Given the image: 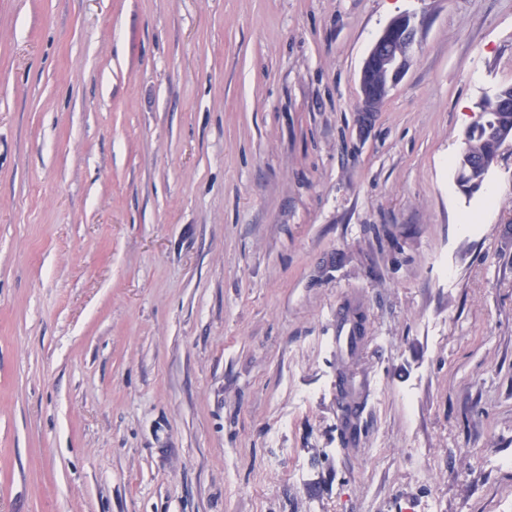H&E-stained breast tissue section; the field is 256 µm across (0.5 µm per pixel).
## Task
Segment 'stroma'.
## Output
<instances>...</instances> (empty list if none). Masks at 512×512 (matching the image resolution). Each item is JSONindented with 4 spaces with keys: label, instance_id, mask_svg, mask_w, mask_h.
Segmentation results:
<instances>
[{
    "label": "stroma",
    "instance_id": "35a3bbf8",
    "mask_svg": "<svg viewBox=\"0 0 512 512\" xmlns=\"http://www.w3.org/2000/svg\"><path fill=\"white\" fill-rule=\"evenodd\" d=\"M510 85L512 0H0V512H512ZM419 26L420 23L416 21L415 17L406 15L397 17L386 26L370 48L364 60L360 77L358 112L363 120H368L373 112H377V96L379 106H381L387 92L400 81L405 73L409 58L418 45ZM375 62H380L390 74L387 83L388 75L381 66H374L371 70L369 80L375 86L377 96L364 79L366 72ZM467 133L466 134L468 137L466 150L478 153L480 155H492L493 157L495 156L497 147L495 146V143L485 126L484 115L482 120L470 128ZM466 134L463 142L466 139ZM338 404L342 418V428L340 429L341 443L344 447L343 449H348L360 432V416L364 401H360L359 396L352 392L349 395V399L347 396L341 395Z\"/></svg>",
    "mask_w": 512,
    "mask_h": 512
}]
</instances>
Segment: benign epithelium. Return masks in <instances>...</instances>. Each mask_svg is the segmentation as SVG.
I'll list each match as a JSON object with an SVG mask.
<instances>
[{"label": "benign epithelium", "mask_w": 512, "mask_h": 512, "mask_svg": "<svg viewBox=\"0 0 512 512\" xmlns=\"http://www.w3.org/2000/svg\"><path fill=\"white\" fill-rule=\"evenodd\" d=\"M419 26L420 23L411 16L403 15L392 20L370 48L361 74H366L373 63L379 62L389 73L386 89H392L405 73L409 58L417 47ZM375 111H377V96L373 88L362 78L358 112L362 119L367 120ZM492 164L493 161L485 157L474 159V167L481 172V175L469 186L462 188V191L467 195L475 193L482 181L486 180Z\"/></svg>", "instance_id": "benign-epithelium-1"}]
</instances>
